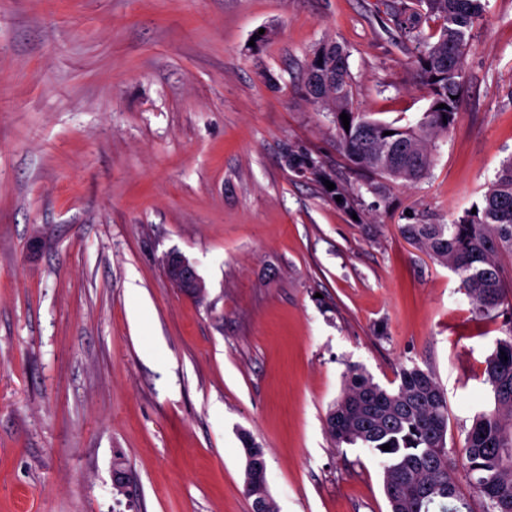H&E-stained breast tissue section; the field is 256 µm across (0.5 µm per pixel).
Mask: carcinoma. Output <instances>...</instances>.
Returning <instances> with one entry per match:
<instances>
[{
	"mask_svg": "<svg viewBox=\"0 0 512 512\" xmlns=\"http://www.w3.org/2000/svg\"><path fill=\"white\" fill-rule=\"evenodd\" d=\"M386 10L394 40L410 53L431 99L416 124L398 126L354 110L347 52L336 41L314 50L303 81L305 96L332 115L337 146L365 173L367 192L380 197L391 182L425 178L435 140L457 123L464 57L472 29L485 20L486 0H390ZM429 17L440 21L434 33L423 29ZM311 161L302 150L288 154L296 173L308 172ZM398 231L460 276L476 312L490 313L505 297L499 256L512 252V160L503 163L476 213L466 210L450 224H401ZM484 375L495 407L476 413L466 433L468 471L486 512H512V329L486 359ZM327 433L336 445H359L382 461L390 512H473L448 458V402L432 371L403 367L397 386L385 388L351 367L328 414ZM385 444L390 450L382 449Z\"/></svg>",
	"mask_w": 512,
	"mask_h": 512,
	"instance_id": "obj_1",
	"label": "carcinoma"
}]
</instances>
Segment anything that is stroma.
<instances>
[{"instance_id":"35a3bbf8","label":"stroma","mask_w":512,"mask_h":512,"mask_svg":"<svg viewBox=\"0 0 512 512\" xmlns=\"http://www.w3.org/2000/svg\"><path fill=\"white\" fill-rule=\"evenodd\" d=\"M487 10L430 175L349 210L288 153L362 183L302 90L328 40L359 111L427 109L383 0H0V512H252L249 443L279 512H390L378 460L325 433L353 365L435 374L472 496L512 288L477 315L398 227L451 223L512 156V0ZM168 278L188 296L201 299L204 285L195 267L182 254L172 252L164 260Z\"/></svg>"}]
</instances>
